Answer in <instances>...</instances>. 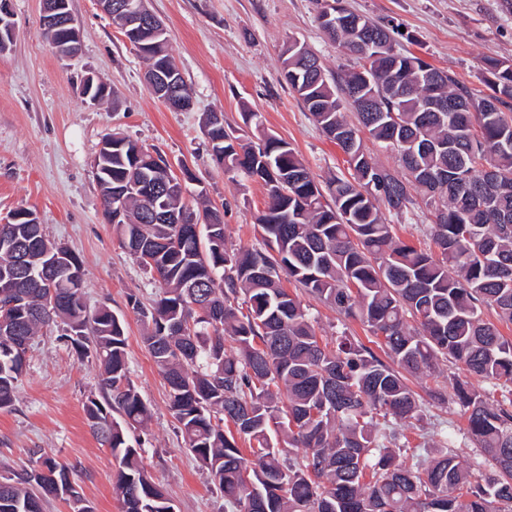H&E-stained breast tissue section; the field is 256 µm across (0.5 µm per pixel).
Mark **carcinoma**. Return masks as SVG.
Instances as JSON below:
<instances>
[{"instance_id":"carcinoma-1","label":"carcinoma","mask_w":512,"mask_h":512,"mask_svg":"<svg viewBox=\"0 0 512 512\" xmlns=\"http://www.w3.org/2000/svg\"><path fill=\"white\" fill-rule=\"evenodd\" d=\"M357 18L339 8L330 40L359 65L318 79L305 48L288 53L282 68L346 156L348 175L317 180L257 112L246 115L244 134L216 112L205 118L211 154L229 179L263 182L258 248L229 245L221 212L189 206L176 175L161 194L166 160L112 134V156L95 171L103 197L125 214L112 230L136 260L151 258L143 266L162 284L150 306L132 299L131 308L147 324L143 342L168 385L184 447L235 512H502L498 505H512V340L483 319L482 307L512 323V62L484 60L491 94L482 102L490 110L472 112L469 91L452 75L396 51L384 25L356 32ZM124 35L148 70H166L191 94L167 35L134 36L128 28ZM371 39L387 48L368 47ZM355 84L376 96L381 111L348 119L345 94ZM438 99L455 111H437ZM363 133L395 151L403 171L367 154ZM423 208L434 217V252L402 240L391 224ZM10 236L15 249L0 247V285L13 284L18 305L0 311V408L16 401L25 370L27 349L18 346L62 322V337L102 368V399H88L84 413L117 462L122 512H165L168 495L128 439L149 410L128 375L124 315L107 307L90 314L82 289L49 281L44 271L55 255L78 277L83 262L48 240L43 225L13 221ZM285 279L361 322L392 364L343 333L322 342ZM51 290L57 304L48 310ZM448 358L499 391L489 398L460 379L449 396L429 390L464 410L467 433L488 457L477 485L453 440L410 450L395 427L424 416L406 375L429 377ZM402 451L409 461L399 460ZM71 474L70 465L39 453L28 468L0 477V512H43L51 499L92 512L69 494Z\"/></svg>"}]
</instances>
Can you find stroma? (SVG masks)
<instances>
[{
    "label": "stroma",
    "mask_w": 512,
    "mask_h": 512,
    "mask_svg": "<svg viewBox=\"0 0 512 512\" xmlns=\"http://www.w3.org/2000/svg\"><path fill=\"white\" fill-rule=\"evenodd\" d=\"M354 13L398 26L396 48L447 70L477 99L488 94L482 61H512V10L504 0H343ZM165 24L172 54L192 92L193 105L171 111L151 94L145 64L105 14L98 0H70L81 31V51L58 55L42 37V0H10L15 34L0 53V224L19 207L35 211L49 237L83 261L89 310L109 306L124 314L129 376L150 411L131 430L141 444L154 483L177 512H226L205 468L183 446L167 387L142 342L144 325L130 297L149 303L159 290L155 275L123 249L107 224L93 165L103 137L120 131L157 150L170 163H186L212 206L224 213L229 244L258 245L255 214L264 208L261 182L225 175L210 155L205 113L220 112L238 128L259 112L269 132L290 142L311 171L325 179L345 170V156L311 119L281 78L289 39L315 52L333 76L351 57L319 28L317 0H148ZM95 74L108 89L100 104L82 101L80 84ZM323 341L346 332L363 343L371 336L356 320L303 295ZM100 366L79 358L53 330L35 338L14 406L0 409V471L28 465L34 449L73 465V478L95 512H121L113 486L117 464L93 436L83 406L99 396ZM411 445L435 448L444 433L455 438L471 482L482 480L484 455L466 433L457 405L427 404L423 421L402 420Z\"/></svg>",
    "instance_id": "obj_1"
}]
</instances>
